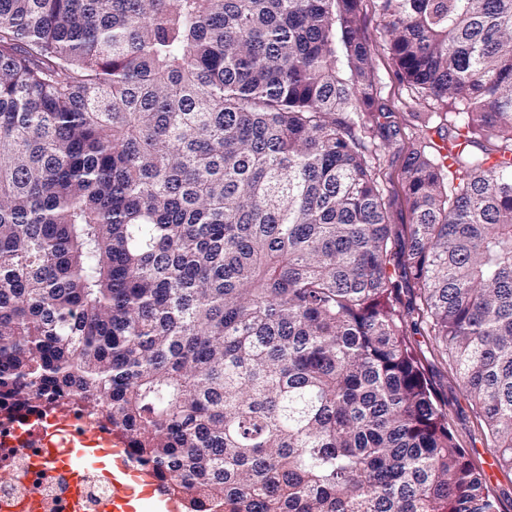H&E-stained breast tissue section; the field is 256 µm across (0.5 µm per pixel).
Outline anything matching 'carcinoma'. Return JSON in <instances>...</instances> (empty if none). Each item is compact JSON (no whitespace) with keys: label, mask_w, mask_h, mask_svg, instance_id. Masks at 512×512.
Instances as JSON below:
<instances>
[{"label":"carcinoma","mask_w":512,"mask_h":512,"mask_svg":"<svg viewBox=\"0 0 512 512\" xmlns=\"http://www.w3.org/2000/svg\"><path fill=\"white\" fill-rule=\"evenodd\" d=\"M375 2L459 119L405 251L360 0H0V398L76 400L186 512H501L412 337L512 471V0Z\"/></svg>","instance_id":"carcinoma-1"}]
</instances>
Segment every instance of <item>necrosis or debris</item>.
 <instances>
[{
	"label": "necrosis or debris",
	"instance_id": "1",
	"mask_svg": "<svg viewBox=\"0 0 512 512\" xmlns=\"http://www.w3.org/2000/svg\"><path fill=\"white\" fill-rule=\"evenodd\" d=\"M60 410L68 416L66 423L56 418ZM111 431V424L94 422L74 401L61 404L45 397L32 404H0V467L10 472L9 482L0 484V512L21 499L35 500L40 512H72L69 473L42 465V449L50 441L72 448L82 436Z\"/></svg>",
	"mask_w": 512,
	"mask_h": 512
}]
</instances>
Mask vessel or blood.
I'll return each instance as SVG.
<instances>
[{
  "label": "vessel or blood",
  "instance_id": "obj_1",
  "mask_svg": "<svg viewBox=\"0 0 512 512\" xmlns=\"http://www.w3.org/2000/svg\"><path fill=\"white\" fill-rule=\"evenodd\" d=\"M45 462L63 466L73 474L70 500L79 505L82 496L80 474L92 466L112 487V495L102 502L100 512H138L142 500H153L156 512H182L179 499L163 494L153 472L140 467L128 454L123 443L116 438L87 437L81 447L61 450L47 445L42 453Z\"/></svg>",
  "mask_w": 512,
  "mask_h": 512
}]
</instances>
